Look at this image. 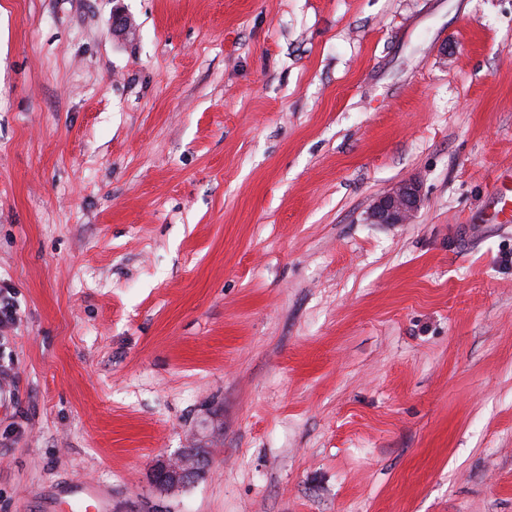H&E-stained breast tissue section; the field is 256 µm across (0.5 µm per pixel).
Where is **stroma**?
<instances>
[{
    "instance_id": "35a3bbf8",
    "label": "stroma",
    "mask_w": 512,
    "mask_h": 512,
    "mask_svg": "<svg viewBox=\"0 0 512 512\" xmlns=\"http://www.w3.org/2000/svg\"><path fill=\"white\" fill-rule=\"evenodd\" d=\"M509 167L512 0H0V512H512ZM472 224L512 223V169L502 170L496 177L492 191L491 208L471 216ZM420 206L419 184L413 180L404 181L373 204L369 219L373 224H409ZM208 463L209 459L205 454H196L193 448H187L180 453L178 462L159 461L155 468L154 478L158 483L166 486L185 485L193 482L197 474L208 466Z\"/></svg>"
}]
</instances>
